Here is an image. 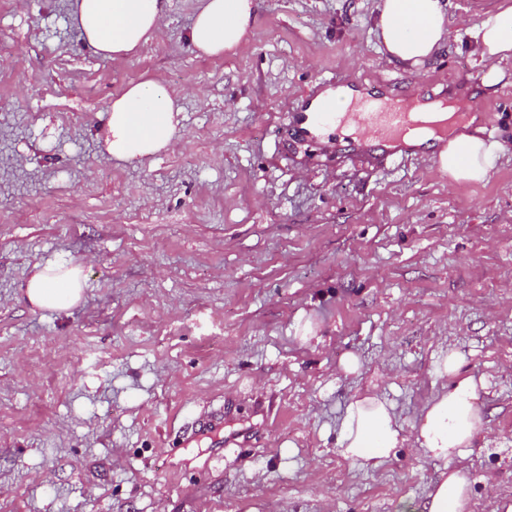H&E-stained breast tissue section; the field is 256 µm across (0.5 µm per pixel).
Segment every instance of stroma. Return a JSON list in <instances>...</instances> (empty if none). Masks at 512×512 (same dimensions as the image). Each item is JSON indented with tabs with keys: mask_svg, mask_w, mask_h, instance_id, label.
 Here are the masks:
<instances>
[{
	"mask_svg": "<svg viewBox=\"0 0 512 512\" xmlns=\"http://www.w3.org/2000/svg\"><path fill=\"white\" fill-rule=\"evenodd\" d=\"M256 2L233 54L197 56L198 0H169L112 60L70 0H0V512H417L443 464L413 424L451 350L481 381L466 512L512 505V64L479 85L470 37L499 0H449L418 70L382 52L376 0ZM148 78L177 145L108 160L112 98ZM336 86L472 96L502 158L471 185L420 149L360 163L301 126ZM49 262L84 267L68 311L25 300ZM366 392L403 427L375 470L336 450Z\"/></svg>",
	"mask_w": 512,
	"mask_h": 512,
	"instance_id": "obj_1",
	"label": "stroma"
}]
</instances>
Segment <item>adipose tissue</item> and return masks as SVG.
Returning <instances> with one entry per match:
<instances>
[{
    "instance_id": "1",
    "label": "adipose tissue",
    "mask_w": 512,
    "mask_h": 512,
    "mask_svg": "<svg viewBox=\"0 0 512 512\" xmlns=\"http://www.w3.org/2000/svg\"><path fill=\"white\" fill-rule=\"evenodd\" d=\"M169 0H72V19L81 40L94 54L118 59L145 45L164 23ZM256 0H199L188 32L192 49L202 56H220L247 40ZM376 36L391 60L414 66L436 56L448 40V0H377ZM475 50L491 87L504 77L502 64L512 59V7L499 5L486 13L474 34ZM181 112L179 99L159 80L129 85L106 114L102 138L109 159L134 163L169 151L175 145ZM479 125L458 129L425 143L407 134L406 147L429 146L441 170L458 183L483 182L497 167L501 152L486 142ZM86 276L78 264L36 267L25 286L28 304L39 310L64 311L82 298ZM460 359L449 353L440 371L453 376L420 413L416 441L430 458L443 461L422 512H465L469 480L456 468L465 457L481 421L478 384L460 376ZM402 427L388 403L375 395L354 398L341 422L339 454L352 464L376 469L402 440Z\"/></svg>"
}]
</instances>
